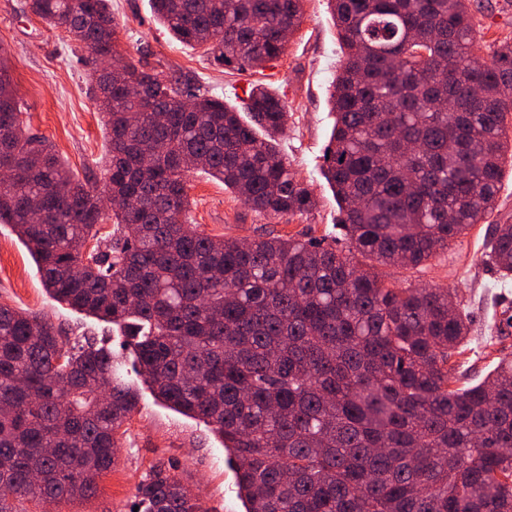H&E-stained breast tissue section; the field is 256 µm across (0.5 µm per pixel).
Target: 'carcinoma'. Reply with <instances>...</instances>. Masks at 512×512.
Wrapping results in <instances>:
<instances>
[{"instance_id": "cac0c4a2", "label": "carcinoma", "mask_w": 512, "mask_h": 512, "mask_svg": "<svg viewBox=\"0 0 512 512\" xmlns=\"http://www.w3.org/2000/svg\"><path fill=\"white\" fill-rule=\"evenodd\" d=\"M304 2L152 0L177 40L240 69L280 58ZM468 2L328 0L343 59L323 174L347 255L294 238L245 244L185 220L191 160L260 214L315 207L278 155L288 112L267 88L250 90L246 125L176 76L131 61L93 67L109 133L104 193L124 203L106 209L25 130L0 56V166L13 162L0 224L53 299L128 328L154 395L222 437L246 512H512V360L454 385L467 314L448 313L447 288H393L378 272L447 252L492 212L512 165V41L476 63ZM30 8L85 46L88 62L116 52L109 0ZM133 84L144 97L130 95ZM485 257L512 278V224L495 225ZM120 367L106 345L67 349L60 329L0 304V512L96 493L139 407ZM134 498L138 512H208L162 464Z\"/></svg>"}]
</instances>
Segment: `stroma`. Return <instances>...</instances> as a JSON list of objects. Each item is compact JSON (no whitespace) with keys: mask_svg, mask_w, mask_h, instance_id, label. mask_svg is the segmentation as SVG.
Returning a JSON list of instances; mask_svg holds the SVG:
<instances>
[{"mask_svg":"<svg viewBox=\"0 0 512 512\" xmlns=\"http://www.w3.org/2000/svg\"><path fill=\"white\" fill-rule=\"evenodd\" d=\"M30 0H0V47L14 80L21 118L31 134L46 137L80 180L102 186L100 161L107 149L102 117L94 100L92 72L84 63L87 49L70 41L34 15ZM119 24L117 51L126 59L147 63L166 75L188 81L191 90L241 106L252 86L265 85L286 103L288 122L278 149L298 181L314 194L316 206L304 215L269 218L253 212L225 191L222 182L194 173L187 183L189 223L211 236L242 240L294 237L318 240L337 251L349 242L339 225L338 205L321 169L335 115L328 89L341 59L337 29L327 0H306L304 20L283 55L264 70H238L215 62L201 50L177 41L153 14L150 0H111ZM478 22L477 57H490L495 43L512 38V0H471ZM512 221V170H505L497 207L484 223L473 225L448 252L409 270L382 268L385 280L398 288H449L457 309L473 325L466 351L455 356L461 383L482 380L499 358L512 357V280L502 281L484 253L493 225ZM0 303L38 314L61 329L67 344L87 336L107 337L122 352L124 339L110 324L77 312L49 297L35 262L11 226L0 224ZM117 466L99 481L94 497L63 504L59 512H130L135 488L154 464L198 489L208 512H245L237 496L224 445L211 427L156 401L142 389L137 413L119 440Z\"/></svg>","mask_w":512,"mask_h":512,"instance_id":"stroma-1","label":"stroma"}]
</instances>
